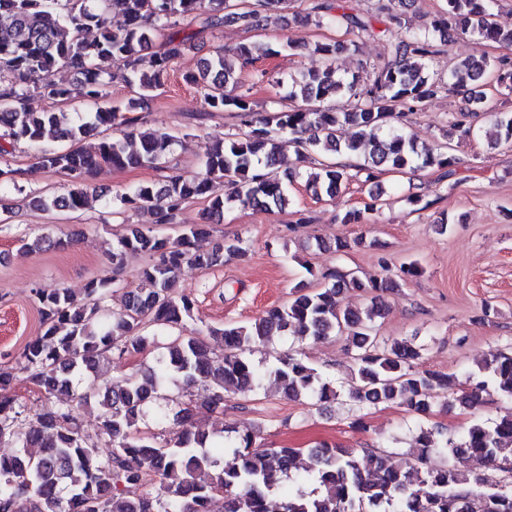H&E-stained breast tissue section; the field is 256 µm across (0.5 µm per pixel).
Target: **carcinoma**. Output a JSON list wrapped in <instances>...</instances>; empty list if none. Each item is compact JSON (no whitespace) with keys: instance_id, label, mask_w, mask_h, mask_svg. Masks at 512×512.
<instances>
[{"instance_id":"obj_1","label":"carcinoma","mask_w":512,"mask_h":512,"mask_svg":"<svg viewBox=\"0 0 512 512\" xmlns=\"http://www.w3.org/2000/svg\"><path fill=\"white\" fill-rule=\"evenodd\" d=\"M231 0H0V159L20 145L35 149L42 166L69 177L66 192L51 199L34 197L44 209L82 210L90 183L104 166L165 169L178 140L158 130L141 129V117L132 115L140 102L165 85L183 53L195 46L197 33H185V22H201V29L219 28L232 19L246 31L266 25L268 13L288 9L291 0H259V8L230 10ZM416 0H377L374 11L352 12L346 0H313L303 19L317 18L319 25L342 26L359 38L387 41L383 62L360 77L341 76L336 57L357 47L356 42L317 43L315 51L325 65L292 80L289 100L306 107L262 114L255 110L250 91L241 89L236 68H247L275 53L259 42L233 49L218 48L204 59L203 67L184 76L213 112H234L247 131L215 141L211 152L194 174L169 172L158 181L117 193L112 204L154 215L155 226H134L112 246V264L119 269L129 253H142L149 262L140 272L145 290L121 296L112 310L106 299L113 281L96 277L88 281L84 297L66 288L37 289L43 333L26 345L15 362L0 363V443L8 441L15 454L0 458V512H211L223 494L224 512H269L270 493L281 481L295 477L313 481L309 493L286 495L280 512H512V488L505 489L486 477H469L443 464L432 467L428 458L438 454L471 455L492 470L512 473V414L485 425L475 423L460 434L421 428L414 437L415 450L403 467L388 462L376 451L358 454L348 448L321 444L308 451L309 464L300 466L297 448H264L259 432L249 427L238 442L219 443L208 430L196 425L185 406L175 413L181 426L174 437L137 434L136 425L149 403L162 397L165 385L180 380L191 388L209 390L208 404L224 406L225 395L258 391L267 377L290 396H309L326 403L336 399V383L304 358L294 354L274 357L266 368L247 357L251 348L273 336L291 333L314 341L346 336L355 349L354 378L349 396L359 407L401 403L424 416L438 393H447L452 381L445 373L421 369L418 347L406 340H379L375 323L386 313L383 295L401 283L422 276L424 269L411 261L397 278H363L355 271L332 269L321 273L319 287L299 286L284 305L272 306L248 324L208 328L220 341L221 353L212 358L205 338L188 330L199 320L196 300L175 294L177 273L185 264L200 269L224 265V252L246 256L239 245L200 250L196 243L212 233L229 205L241 208L283 209L288 205V185L302 173L275 171L279 138L297 144L299 158L313 153L362 155L354 167L324 162L307 175L316 196H336L357 179L377 186L389 170L432 167L446 179L458 173L465 160L451 143L422 151L395 125L407 112H419L441 92L460 98L448 120V137H469L473 121L487 119L497 130L498 141L512 144V58L472 54L448 68V79L433 77L424 63L448 52L450 32L470 34L485 43L512 49V29L503 30L493 19L491 0H446L447 9L434 20L432 30L417 33L406 27V13ZM124 18L112 25L111 14ZM95 32L88 40L87 32ZM167 32L160 50L149 52L151 35ZM112 60L119 70L106 74L97 62ZM66 68L77 75L69 84L53 79ZM114 80L137 87L138 101L125 108L104 106L106 87ZM348 96L354 107L338 112L327 105ZM49 99L67 104L80 99L95 106L88 119L75 121L70 113L46 110L39 102ZM355 128L342 141L340 126ZM116 128L134 142L129 148L105 132ZM99 137L93 149L79 142ZM66 146L59 147L57 143ZM22 171L0 167V188L24 193ZM384 192L370 193L372 202L362 209L336 215L340 224H367L380 209ZM201 201L199 224H178L181 210ZM166 226L179 229L172 237ZM21 248L56 249L68 244L44 236ZM371 296L365 311L341 308L343 289ZM163 346L157 365L140 379L130 378L104 389L79 384L97 372L100 357L140 353ZM35 385L48 400L66 397L45 406L34 419L23 418L15 386L21 380ZM512 401V353L496 351L469 376V385L457 397L475 408L488 388ZM98 400L104 412L100 433L108 438L112 453L103 458L88 446L77 422V411ZM158 486L156 494L129 496L125 489L146 483Z\"/></svg>"}]
</instances>
